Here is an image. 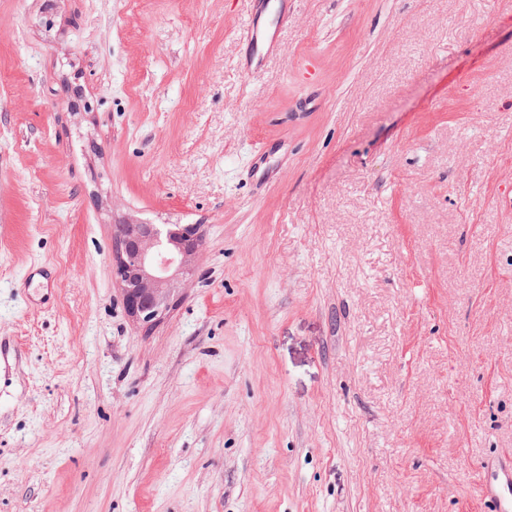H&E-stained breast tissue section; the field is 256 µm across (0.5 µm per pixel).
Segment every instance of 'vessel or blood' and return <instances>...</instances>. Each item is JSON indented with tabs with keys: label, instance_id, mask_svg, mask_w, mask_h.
I'll return each mask as SVG.
<instances>
[{
	"label": "vessel or blood",
	"instance_id": "1",
	"mask_svg": "<svg viewBox=\"0 0 512 512\" xmlns=\"http://www.w3.org/2000/svg\"><path fill=\"white\" fill-rule=\"evenodd\" d=\"M288 19V0H253L251 19L240 34V66L245 74L259 73L277 52L278 32ZM481 488L488 512H512V462L485 466Z\"/></svg>",
	"mask_w": 512,
	"mask_h": 512
}]
</instances>
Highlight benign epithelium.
Masks as SVG:
<instances>
[{
	"instance_id": "1",
	"label": "benign epithelium",
	"mask_w": 512,
	"mask_h": 512,
	"mask_svg": "<svg viewBox=\"0 0 512 512\" xmlns=\"http://www.w3.org/2000/svg\"><path fill=\"white\" fill-rule=\"evenodd\" d=\"M114 242L113 272L129 317L143 325L156 323L171 303L176 280L192 272L199 226L129 220L114 225Z\"/></svg>"
}]
</instances>
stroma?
<instances>
[{
	"label": "stroma",
	"instance_id": "35a3bbf8",
	"mask_svg": "<svg viewBox=\"0 0 512 512\" xmlns=\"http://www.w3.org/2000/svg\"><path fill=\"white\" fill-rule=\"evenodd\" d=\"M292 9L248 76L251 0H0V512H486L512 0ZM130 217L203 231L150 326Z\"/></svg>",
	"mask_w": 512,
	"mask_h": 512
}]
</instances>
